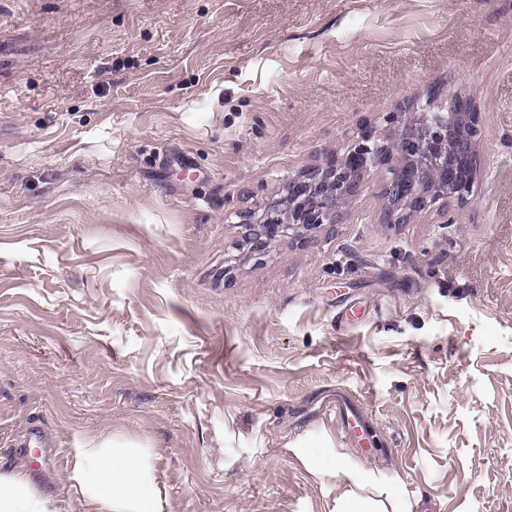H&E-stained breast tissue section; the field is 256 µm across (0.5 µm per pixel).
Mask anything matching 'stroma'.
Instances as JSON below:
<instances>
[{
    "instance_id": "obj_1",
    "label": "stroma",
    "mask_w": 512,
    "mask_h": 512,
    "mask_svg": "<svg viewBox=\"0 0 512 512\" xmlns=\"http://www.w3.org/2000/svg\"><path fill=\"white\" fill-rule=\"evenodd\" d=\"M455 96L481 169L453 222L382 223L373 168L251 254L289 175ZM112 433L163 512H329L304 438L417 512H512V0H0V466L84 512L72 451ZM331 411L336 415V419H339L343 424H345L348 435L351 438H354V436L358 438L360 444L364 446V450L369 452L370 445L363 438L357 410L347 403H336V408L331 409Z\"/></svg>"
}]
</instances>
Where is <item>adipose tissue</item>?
Listing matches in <instances>:
<instances>
[{"label":"adipose tissue","instance_id":"ef3b65f1","mask_svg":"<svg viewBox=\"0 0 512 512\" xmlns=\"http://www.w3.org/2000/svg\"><path fill=\"white\" fill-rule=\"evenodd\" d=\"M289 453L319 480L336 478L345 491L331 512H413L415 503L393 478L366 468L336 448L291 444ZM67 480L89 512H162L151 454L140 442L115 435L78 448ZM0 512H58L54 498L22 468H0Z\"/></svg>","mask_w":512,"mask_h":512}]
</instances>
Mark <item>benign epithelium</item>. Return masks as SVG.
<instances>
[{
    "label": "benign epithelium",
    "mask_w": 512,
    "mask_h": 512,
    "mask_svg": "<svg viewBox=\"0 0 512 512\" xmlns=\"http://www.w3.org/2000/svg\"><path fill=\"white\" fill-rule=\"evenodd\" d=\"M459 103L455 99L435 108L429 100L428 110L409 121L389 112L384 121L392 127L391 136L366 129L328 167L288 177L282 197L243 215L249 243L260 250L278 238H305L324 224L336 223L371 167L387 173L385 224H399L414 212L442 211L451 200L467 201L481 167L479 124L471 103L464 112L457 111Z\"/></svg>",
    "instance_id": "benign-epithelium-1"
}]
</instances>
